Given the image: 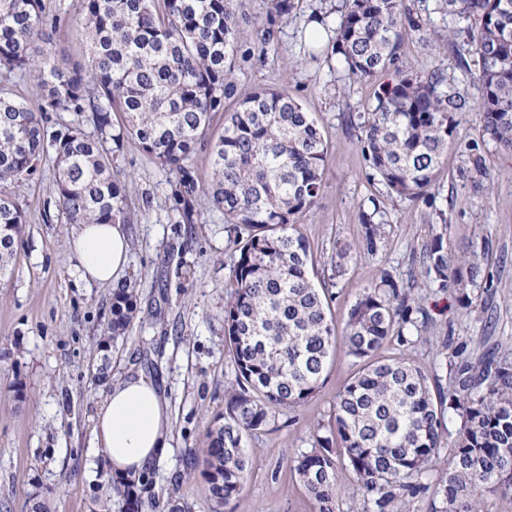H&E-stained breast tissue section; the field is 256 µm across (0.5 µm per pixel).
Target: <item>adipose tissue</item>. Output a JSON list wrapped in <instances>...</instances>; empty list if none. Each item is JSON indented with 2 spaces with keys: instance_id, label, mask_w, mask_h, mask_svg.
<instances>
[{
  "instance_id": "ef3b65f1",
  "label": "adipose tissue",
  "mask_w": 512,
  "mask_h": 512,
  "mask_svg": "<svg viewBox=\"0 0 512 512\" xmlns=\"http://www.w3.org/2000/svg\"><path fill=\"white\" fill-rule=\"evenodd\" d=\"M119 224H81L70 240L81 279L106 284L119 280L129 254ZM168 404L151 378L130 375L114 382L93 419V442L102 448L106 469L118 477H141L161 461L169 446Z\"/></svg>"
}]
</instances>
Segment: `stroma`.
<instances>
[{"mask_svg": "<svg viewBox=\"0 0 512 512\" xmlns=\"http://www.w3.org/2000/svg\"><path fill=\"white\" fill-rule=\"evenodd\" d=\"M303 0L274 42L254 48L234 71L238 96L285 89L310 112L328 144L324 189L303 214L299 232L315 257V282L331 273L337 244L353 246L346 273L330 305L344 325L364 287L382 270L408 276L412 259L439 229L448 251L462 254L485 242V284L471 289L463 305L455 288L439 292L418 282L432 320L421 339L386 350L411 358L431 385L448 386L446 353L475 355L478 349L512 353V153L491 148L490 195L464 196L455 177L459 158L449 150L435 179L432 205L391 195L371 176L346 119L367 111L381 82L348 77L339 59L312 49L308 16L321 2ZM412 12L431 17L433 43L405 35L401 58L415 70L440 66L455 90L478 100L481 90L457 65V53L474 56L466 23L443 11L440 0H404ZM56 18L49 42H36L35 56L48 53L69 69L86 67L76 40L80 0H45ZM112 174L125 182L136 223L125 225L129 264L122 284L137 293V316L126 335L102 349L111 317V286L89 285L76 271L65 223L52 193L56 167L44 158L33 175L0 186L23 210L25 230L16 246L11 277L0 283V512H124L95 448L92 417L113 381L144 373L160 387L171 415L170 447L151 474L143 512H315L312 500L290 471L294 457L309 450L317 427L329 425L340 386L358 369L337 353L325 380L297 411L279 415L277 427L252 442L256 463L241 494L217 506L200 469L191 462L204 428L224 409V390L235 378L224 335V301L233 263V233L210 196L200 195V221L179 224L172 209L170 174L136 145L109 157ZM376 202L383 213L385 242L375 256L356 253L361 238L359 207Z\"/></svg>", "mask_w": 512, "mask_h": 512, "instance_id": "35a3bbf8", "label": "stroma"}]
</instances>
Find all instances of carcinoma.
Returning a JSON list of instances; mask_svg holds the SVG:
<instances>
[{
  "mask_svg": "<svg viewBox=\"0 0 512 512\" xmlns=\"http://www.w3.org/2000/svg\"><path fill=\"white\" fill-rule=\"evenodd\" d=\"M265 20L238 11L232 0H81L77 35L86 42L88 72H71L49 55L36 60L32 44L44 36L45 0H0V71L36 73V102L0 93V183L30 176L53 155L54 191L69 224H131L126 187L112 176L104 145L131 141L175 173L171 197L176 223L195 224L199 194L211 196L239 238L224 304V334L235 383L224 393V413L209 423L201 449L202 475L220 505L242 491L252 467L247 439L269 430L276 416L299 409L322 383L338 345L364 361L333 405L327 434L290 466L315 512H338L340 475L351 472L364 512H410L411 500L433 492L435 512H481L486 493L512 495V358L481 354L446 361L448 390L432 391L429 377L404 355L375 353L406 334L419 333L430 313L412 297L415 280L384 270L363 289L343 329L329 313L330 287L343 276L347 254L336 243L335 282L319 288L310 270L313 252L297 231L323 189L326 142L302 105L278 90L239 100L232 81L243 45L264 46L296 8L295 0H267ZM445 9L470 21L479 56L472 102L451 89L441 68L417 72L400 60L403 32L419 36L427 23L403 0H345L336 26L315 9L309 21L329 33L326 49L355 80L392 73L375 103L358 115L357 142L372 171L397 197L433 205L435 177L448 145L457 147L456 177L468 193L489 188L488 146L512 152V0H444ZM49 112L92 113L96 134L75 127L51 130ZM224 132L206 139L214 115ZM479 133L459 139L469 114ZM210 148L211 175L202 181L193 156ZM358 250L373 256L385 236L378 206L360 210ZM25 224L23 211L0 197V277ZM422 277L445 291L448 283L470 301L483 270L477 252L458 260L445 233L420 250ZM137 312L132 288L112 292L107 341L126 335ZM458 418L454 466L425 482L441 448L445 414ZM149 480L114 485L126 512H141Z\"/></svg>",
  "mask_w": 512,
  "mask_h": 512,
  "instance_id": "carcinoma-1",
  "label": "carcinoma"
}]
</instances>
